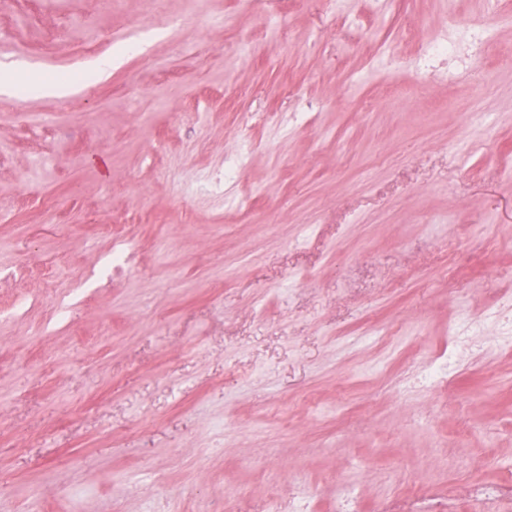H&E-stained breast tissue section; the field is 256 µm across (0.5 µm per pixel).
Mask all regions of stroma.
Here are the masks:
<instances>
[{
	"label": "stroma",
	"instance_id": "1",
	"mask_svg": "<svg viewBox=\"0 0 512 512\" xmlns=\"http://www.w3.org/2000/svg\"><path fill=\"white\" fill-rule=\"evenodd\" d=\"M11 0L0 65V512H512V0ZM242 176L214 188L227 160ZM134 244L136 267L112 272ZM461 316L488 330L449 380ZM469 26L464 42L445 35L433 36L424 48V59L448 61L458 67L470 65L486 40L489 24ZM140 49V44H127L106 56L88 61L82 68V76L93 82L104 81L112 74V68L120 63L123 57ZM471 495L480 501L510 500L512 498V485L510 483L495 485L477 483L473 487Z\"/></svg>",
	"mask_w": 512,
	"mask_h": 512
}]
</instances>
